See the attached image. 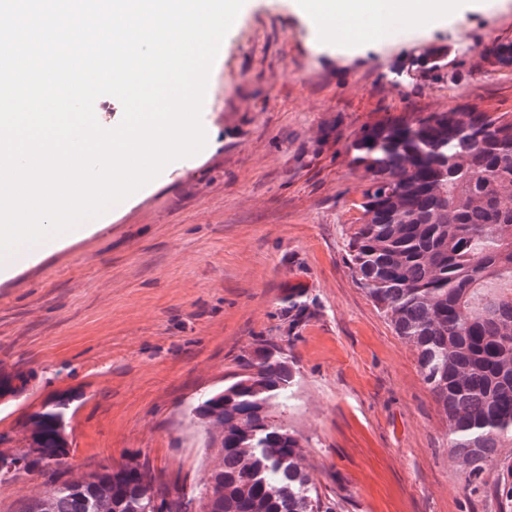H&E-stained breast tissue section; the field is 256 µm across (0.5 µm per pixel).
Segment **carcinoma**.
Segmentation results:
<instances>
[{"instance_id": "cac0c4a2", "label": "carcinoma", "mask_w": 512, "mask_h": 512, "mask_svg": "<svg viewBox=\"0 0 512 512\" xmlns=\"http://www.w3.org/2000/svg\"><path fill=\"white\" fill-rule=\"evenodd\" d=\"M352 148L369 174L352 272L415 348L465 485L483 491L487 468L512 447V113H419L368 129ZM29 377L0 376V399ZM293 384L288 354L261 339L234 381L192 409L222 450L196 498L156 483L136 454L70 478L64 396L27 417L28 451L0 452V479L49 486L18 512H333L301 467L299 438L272 419ZM494 492L509 512L511 465Z\"/></svg>"}]
</instances>
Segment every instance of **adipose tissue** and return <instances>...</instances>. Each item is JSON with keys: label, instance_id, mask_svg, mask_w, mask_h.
Here are the masks:
<instances>
[{"label": "adipose tissue", "instance_id": "adipose-tissue-1", "mask_svg": "<svg viewBox=\"0 0 512 512\" xmlns=\"http://www.w3.org/2000/svg\"><path fill=\"white\" fill-rule=\"evenodd\" d=\"M476 0H404L388 14L381 0H293L296 12L324 42L354 48L384 37L390 29L420 28L425 19L448 24L474 8Z\"/></svg>", "mask_w": 512, "mask_h": 512}]
</instances>
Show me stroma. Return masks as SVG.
<instances>
[{
	"label": "stroma",
	"mask_w": 512,
	"mask_h": 512,
	"mask_svg": "<svg viewBox=\"0 0 512 512\" xmlns=\"http://www.w3.org/2000/svg\"><path fill=\"white\" fill-rule=\"evenodd\" d=\"M497 45L512 0L350 51L314 39L291 0H250L210 72L205 150L0 280V374H33L0 400V448L22 450L23 420L67 395L73 478L136 453L200 490L221 456L191 410L267 339L295 370L275 417L337 512H499L465 488L416 351L347 247L368 182L352 143L417 112H512ZM432 53L436 72L418 64Z\"/></svg>",
	"instance_id": "obj_1"
}]
</instances>
